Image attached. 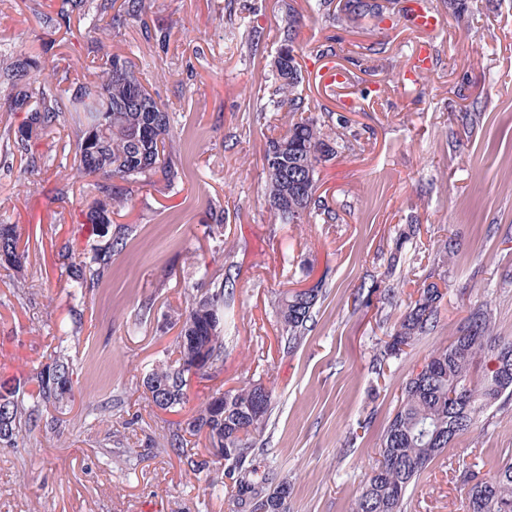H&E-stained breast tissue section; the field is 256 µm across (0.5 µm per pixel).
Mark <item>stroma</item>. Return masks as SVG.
Listing matches in <instances>:
<instances>
[{
    "mask_svg": "<svg viewBox=\"0 0 512 512\" xmlns=\"http://www.w3.org/2000/svg\"><path fill=\"white\" fill-rule=\"evenodd\" d=\"M99 2L0 0V70L39 56L67 97L107 56L131 55L172 117L173 173L113 204V224L130 233L98 288L72 301L60 248L103 243L86 218L95 193L72 176L75 126L65 112L40 133L39 169L27 172L15 143L25 115L0 85V224L17 226L24 253L0 264V379L34 391L63 329L77 333L72 395L0 442V512L34 502L41 512H233L223 462L194 471L167 440L213 392L248 382L272 391L259 462L287 482L290 512H351L406 382L433 350L482 305L512 338V0H465L461 16L450 0H423L441 20L427 35L398 19L354 25L311 0H142L104 41L90 25ZM292 11L314 115L344 140L318 168L336 213L328 224H285L269 205L267 138L288 115L263 105ZM423 41L434 68L413 82ZM329 53L353 80L334 95L314 78ZM202 262L224 285V368L162 410L142 379L174 349ZM431 282L446 290L437 327L375 373ZM315 285L310 329L284 351L277 299ZM510 458L512 400H502L428 465L404 512H466L464 463L489 477Z\"/></svg>",
    "mask_w": 512,
    "mask_h": 512,
    "instance_id": "35a3bbf8",
    "label": "stroma"
}]
</instances>
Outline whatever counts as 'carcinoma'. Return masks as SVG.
<instances>
[{
    "mask_svg": "<svg viewBox=\"0 0 512 512\" xmlns=\"http://www.w3.org/2000/svg\"><path fill=\"white\" fill-rule=\"evenodd\" d=\"M394 4L396 0H387L385 5L354 0L348 10L338 9L337 16L381 22ZM296 26V16L288 14V32L273 65L272 92L263 107L265 112H286L290 119L286 132L269 137L266 143L269 205L284 223L318 218L329 222L335 214L316 195V174L321 162L336 155L337 141L323 133L318 119L310 115L302 71L288 57L295 51ZM55 76V69L42 67L38 57L29 55L1 71L0 81L15 90L10 110L27 113V121L15 132L17 144L25 151L34 131L52 128L62 112L75 114L73 168L81 178H94L97 199L87 218L96 235L106 239L88 256L68 257L76 268L69 292L75 298L98 286L112 265V252L123 241L125 229L112 232L109 206L122 201L131 186L151 184L157 174L165 173L173 145L168 143L169 112L140 83L130 59L119 54L106 58L93 87H78L66 101L53 91ZM18 244L15 226L1 224L0 262H19ZM320 291L316 285L303 300L289 291L280 297L279 316L288 348L304 339ZM444 296L438 284L424 286L385 342L378 362L398 356L434 330ZM179 322L176 350L165 354L143 378L148 399L166 410L185 403L189 374L207 379L224 367V288L195 297ZM67 342L59 338L54 366L37 373L38 389L27 395L28 405L19 400L20 386L15 381L0 380V441L11 439L22 424L72 389ZM480 364L483 374L475 381L472 372ZM261 388L253 383L213 393L177 440L182 445L184 435L204 433L211 456L220 458L224 448L231 452L225 458L224 477L235 489V512H248L245 505L254 499L267 501L268 512H289V507H280L288 501V486L281 483L268 489L270 474H261L254 466L260 451L257 436L266 429L271 413L270 392L260 411L250 408L254 391ZM511 397L512 339L493 335L490 314L479 307L470 312L452 341L438 348L406 383L385 431L380 459L353 512H403L408 488L429 463L457 437L470 432L487 408ZM465 482L468 512H512V462H505L488 479L471 473Z\"/></svg>",
    "mask_w": 512,
    "mask_h": 512,
    "instance_id": "1",
    "label": "carcinoma"
}]
</instances>
